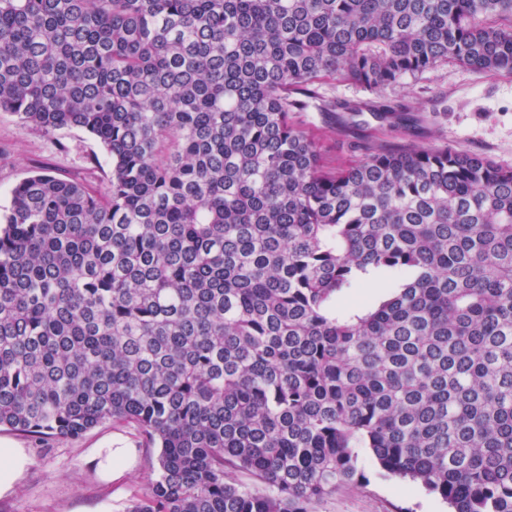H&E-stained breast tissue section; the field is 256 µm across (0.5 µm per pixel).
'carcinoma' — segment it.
Wrapping results in <instances>:
<instances>
[{"instance_id":"1","label":"carcinoma","mask_w":512,"mask_h":512,"mask_svg":"<svg viewBox=\"0 0 512 512\" xmlns=\"http://www.w3.org/2000/svg\"><path fill=\"white\" fill-rule=\"evenodd\" d=\"M444 62L512 73V0H0V112L111 163L0 213V428L134 426L158 455L126 512H316L361 448L512 512V167L366 141L329 168L294 121ZM320 93L322 100L336 103L368 101L377 97L357 84L341 81H325Z\"/></svg>"}]
</instances>
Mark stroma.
Wrapping results in <instances>:
<instances>
[{
	"label": "stroma",
	"mask_w": 512,
	"mask_h": 512,
	"mask_svg": "<svg viewBox=\"0 0 512 512\" xmlns=\"http://www.w3.org/2000/svg\"><path fill=\"white\" fill-rule=\"evenodd\" d=\"M383 96L418 111L414 133L371 119L356 133L337 134L338 113L314 108L296 114L295 120L319 141L324 159L333 165L357 159L353 146L365 137L390 144L447 145L512 167V74L489 76L450 62L404 79ZM40 167L62 179L97 185L110 172L103 147L82 130L46 135L0 113V210L8 206L14 185ZM0 437L27 449L31 457L17 491L0 499V512H125L145 488L149 460L157 454L133 426L109 422L82 437L47 443L6 429ZM111 443L138 451L136 468L119 485L101 480L86 462L90 449ZM359 466L364 481L338 490L318 512H449L447 503L422 485L383 472L367 451H360Z\"/></svg>",
	"instance_id": "obj_1"
}]
</instances>
